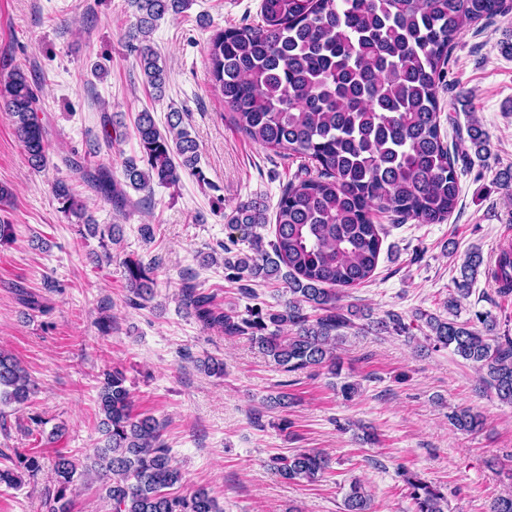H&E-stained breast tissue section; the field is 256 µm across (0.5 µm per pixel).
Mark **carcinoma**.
<instances>
[{
	"mask_svg": "<svg viewBox=\"0 0 512 512\" xmlns=\"http://www.w3.org/2000/svg\"><path fill=\"white\" fill-rule=\"evenodd\" d=\"M189 0H130L137 21L127 34L144 83L162 95L165 67L151 44L155 22L178 14ZM512 20V0H261L257 24L215 33L208 46V75L230 109L237 128L251 141L283 157L300 160L305 177L291 182L276 208L274 239L263 245L254 228L265 225L262 210L241 204L228 227L243 232L249 252L235 250L239 239L220 244L229 280L281 282L290 299L281 310L259 305L242 315L216 302L213 293L187 287L184 306L203 328L227 337L248 336L286 373L328 369L336 374L333 349L340 331L352 326L359 310L336 305L339 291L368 281L378 264L385 229L375 214L387 212L399 223L440 224L459 198L456 157L440 134L438 85L455 41L480 21ZM38 96L19 66L0 77V109L8 112L29 165L43 170L49 162L46 130L38 117ZM140 156L123 162V179H114L103 163L77 164L74 171L94 192L122 207V185L151 191L174 186L185 172L200 182L198 146L182 126L180 112L169 115L160 131L151 113L136 122ZM477 156L487 140L473 125L468 131ZM316 174H311V170ZM60 212L100 236L101 247L121 239L117 224L100 226L85 210L66 179L53 184ZM483 264L472 252L454 280L457 296L448 309L471 293ZM134 306L154 296V266L126 257L122 261ZM502 297L512 295V249L505 248L487 271ZM480 332L468 322L430 314L426 325L436 348H450L485 372L484 382L498 398L512 404V337L496 336V320L477 315ZM34 394L27 371L0 350V406L23 405ZM100 427L105 444L77 464L55 458L57 488L48 512H66L67 491L75 476L93 472L112 512H223L204 487L173 494L182 484L163 439L162 424L134 410L133 395L120 368L104 374L98 392ZM453 427L473 431L479 425L471 409L450 415ZM13 468H0V485L18 488L22 475L40 470L37 457L15 453ZM328 459L312 449L277 458L280 475L313 482ZM400 476L410 490L415 512H445L440 489L405 468ZM344 512H372L361 483L350 485Z\"/></svg>",
	"mask_w": 512,
	"mask_h": 512,
	"instance_id": "carcinoma-1",
	"label": "carcinoma"
}]
</instances>
